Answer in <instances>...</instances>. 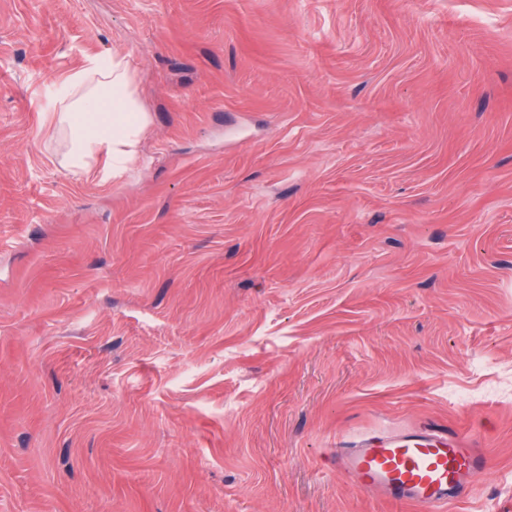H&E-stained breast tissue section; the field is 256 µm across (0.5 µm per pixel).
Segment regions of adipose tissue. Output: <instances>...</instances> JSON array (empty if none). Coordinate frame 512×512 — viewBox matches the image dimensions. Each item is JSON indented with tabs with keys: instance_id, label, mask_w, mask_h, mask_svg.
I'll return each mask as SVG.
<instances>
[{
	"instance_id": "ef3b65f1",
	"label": "adipose tissue",
	"mask_w": 512,
	"mask_h": 512,
	"mask_svg": "<svg viewBox=\"0 0 512 512\" xmlns=\"http://www.w3.org/2000/svg\"><path fill=\"white\" fill-rule=\"evenodd\" d=\"M58 91V123L67 137L62 167L74 174L98 167L113 177L124 174L146 125L127 65L112 56L88 59Z\"/></svg>"
}]
</instances>
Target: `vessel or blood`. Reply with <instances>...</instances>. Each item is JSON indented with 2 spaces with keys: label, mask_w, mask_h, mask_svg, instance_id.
Listing matches in <instances>:
<instances>
[{
  "label": "vessel or blood",
  "mask_w": 512,
  "mask_h": 512,
  "mask_svg": "<svg viewBox=\"0 0 512 512\" xmlns=\"http://www.w3.org/2000/svg\"><path fill=\"white\" fill-rule=\"evenodd\" d=\"M336 465L366 491L428 512H447L469 497L488 470L485 451L447 425L423 423L375 432L336 451Z\"/></svg>",
  "instance_id": "vessel-or-blood-1"
}]
</instances>
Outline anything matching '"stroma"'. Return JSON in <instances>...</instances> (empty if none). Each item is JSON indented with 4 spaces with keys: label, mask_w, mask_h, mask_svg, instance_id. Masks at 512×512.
Instances as JSON below:
<instances>
[{
    "label": "stroma",
    "mask_w": 512,
    "mask_h": 512,
    "mask_svg": "<svg viewBox=\"0 0 512 512\" xmlns=\"http://www.w3.org/2000/svg\"><path fill=\"white\" fill-rule=\"evenodd\" d=\"M109 55L147 126L74 175ZM431 421L512 512V0H0V512H427L333 453ZM58 91L57 122L67 137L62 167L88 174L102 161L105 175L124 174L146 125L127 65L112 56L90 58L58 83Z\"/></svg>",
    "instance_id": "1"
}]
</instances>
